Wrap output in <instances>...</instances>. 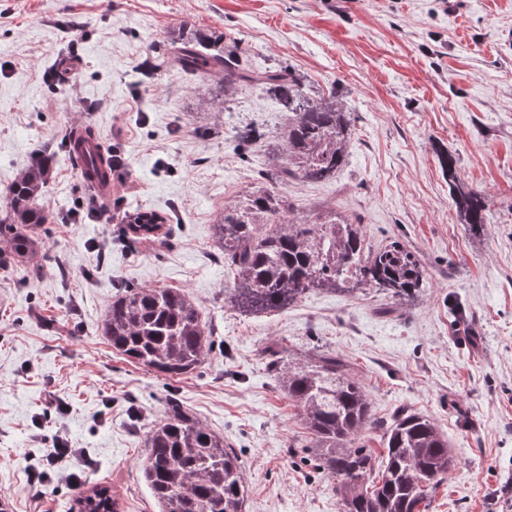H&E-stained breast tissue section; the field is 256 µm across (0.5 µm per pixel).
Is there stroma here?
<instances>
[{"mask_svg":"<svg viewBox=\"0 0 512 512\" xmlns=\"http://www.w3.org/2000/svg\"><path fill=\"white\" fill-rule=\"evenodd\" d=\"M183 27L223 32L246 67H289L310 97L337 90L349 160L332 180H290L291 215L333 211L372 248L400 241L428 288L231 306L213 226L260 182L286 115L259 87L200 107L215 77L158 61ZM77 125L126 165L104 213L72 224L90 192L61 151ZM46 147L58 151L43 199L50 260L37 277L29 260L0 263V501L12 512H78L101 486L118 512H158L141 465L172 400L237 454L246 512H342L268 364L273 347L353 367L375 419L361 443L375 453L399 410L429 416L455 459L429 512H492L512 480V0H0V193ZM444 153L486 200L480 232L457 217ZM137 208L168 215V233L127 242ZM132 287L181 288L198 303L213 345L194 371L160 376L106 342L105 312ZM59 434L93 460L83 486L29 484L27 466Z\"/></svg>","mask_w":512,"mask_h":512,"instance_id":"35a3bbf8","label":"stroma"}]
</instances>
